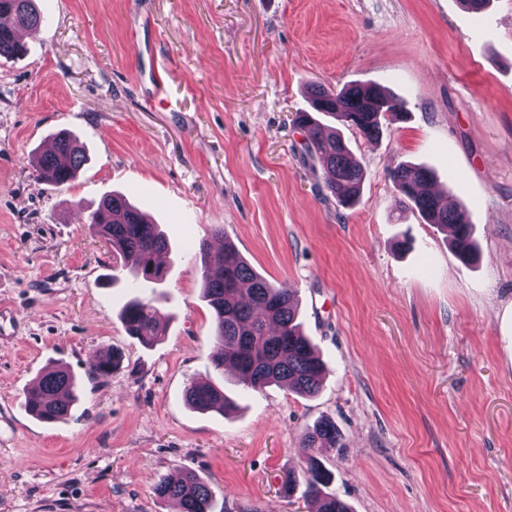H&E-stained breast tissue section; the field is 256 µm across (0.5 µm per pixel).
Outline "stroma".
Listing matches in <instances>:
<instances>
[{"mask_svg":"<svg viewBox=\"0 0 512 512\" xmlns=\"http://www.w3.org/2000/svg\"><path fill=\"white\" fill-rule=\"evenodd\" d=\"M37 4L25 55L0 59V512H176L153 488L185 469L211 512H313L283 488L313 458L351 512H512V0ZM351 84L407 112L376 140L326 118L366 174L344 208L293 119L313 87ZM62 130L88 160L54 185L33 161ZM402 162L466 208L477 263L401 203ZM113 193L166 236L160 285L131 287L90 226ZM202 241L296 289L326 365L317 395L213 369ZM152 294L165 334L146 347L120 312ZM105 348L123 364L100 380ZM53 363L77 400L48 424L26 395ZM194 380L235 409L189 408ZM321 419L335 447H304Z\"/></svg>","mask_w":512,"mask_h":512,"instance_id":"stroma-1","label":"stroma"}]
</instances>
